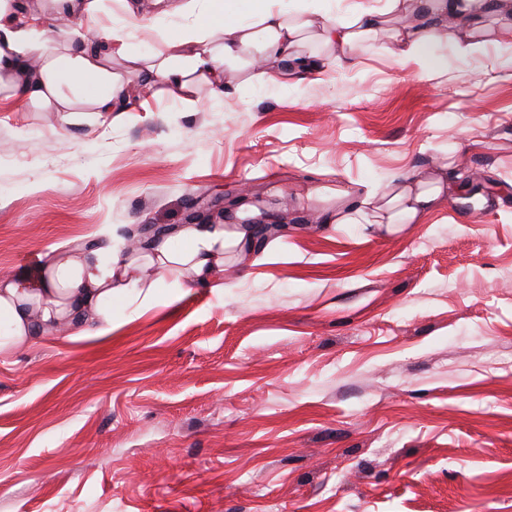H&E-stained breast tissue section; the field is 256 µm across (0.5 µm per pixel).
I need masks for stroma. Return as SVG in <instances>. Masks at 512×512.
<instances>
[{"instance_id": "stroma-1", "label": "stroma", "mask_w": 512, "mask_h": 512, "mask_svg": "<svg viewBox=\"0 0 512 512\" xmlns=\"http://www.w3.org/2000/svg\"><path fill=\"white\" fill-rule=\"evenodd\" d=\"M113 71L183 24L141 0ZM321 78L248 81L196 104L24 112L0 96V276L49 249L188 223L248 189L287 210L272 256L224 252V288L153 270L160 301L116 299L112 331L0 358V512H512V45H435L424 78L365 42ZM458 200L379 232L342 202L438 165Z\"/></svg>"}]
</instances>
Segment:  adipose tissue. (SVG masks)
<instances>
[{
    "mask_svg": "<svg viewBox=\"0 0 512 512\" xmlns=\"http://www.w3.org/2000/svg\"><path fill=\"white\" fill-rule=\"evenodd\" d=\"M60 20L50 34L41 16L25 14L20 0H0V93L30 110L54 112L69 124L77 110L124 111V97L134 87L168 94L193 107L197 83L213 95L224 92L227 63L247 58L249 79L265 83L275 77L304 78L323 72L324 63L298 50L311 22L301 10L284 11L279 0H261L247 23L228 19L223 0H154L157 14L179 15L182 32L166 39L150 59L115 74L108 52L90 46L79 30L83 18L101 11V0H49ZM495 15H512V0H388L384 9L356 6L341 19L321 16L323 40L336 50V62L351 60L365 38L387 33L401 60L425 62L431 43L460 33L461 53L480 50L477 26ZM454 174L440 169L426 181L397 178L383 205L349 204L338 208L336 223L392 226L420 224L449 197L462 194ZM255 209L241 208L238 225L225 232L220 224H184L145 240L135 253L101 251L78 245L66 253L38 255L34 270L0 277V356H8L36 339L66 330L69 338L89 330L112 329V300L118 295L156 301L153 287L128 278L143 263L160 276L209 286L223 270L224 250L255 247L259 225Z\"/></svg>",
    "mask_w": 512,
    "mask_h": 512,
    "instance_id": "ef3b65f1",
    "label": "adipose tissue"
}]
</instances>
